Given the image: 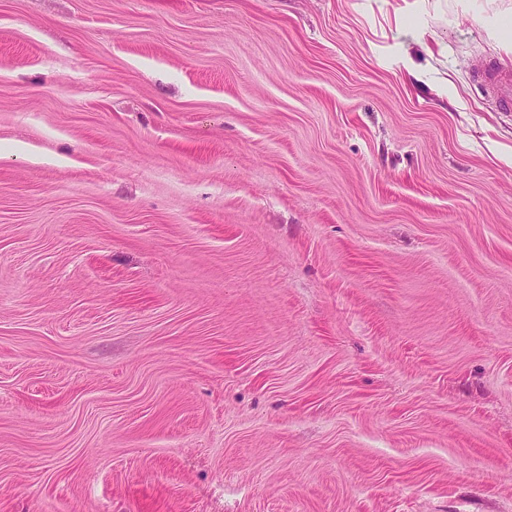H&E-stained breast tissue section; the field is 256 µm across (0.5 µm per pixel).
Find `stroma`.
Masks as SVG:
<instances>
[{"mask_svg":"<svg viewBox=\"0 0 512 512\" xmlns=\"http://www.w3.org/2000/svg\"><path fill=\"white\" fill-rule=\"evenodd\" d=\"M512 0H0V512H512ZM478 78L506 112L512 111V75L494 66H488L478 73Z\"/></svg>","mask_w":512,"mask_h":512,"instance_id":"stroma-1","label":"stroma"}]
</instances>
